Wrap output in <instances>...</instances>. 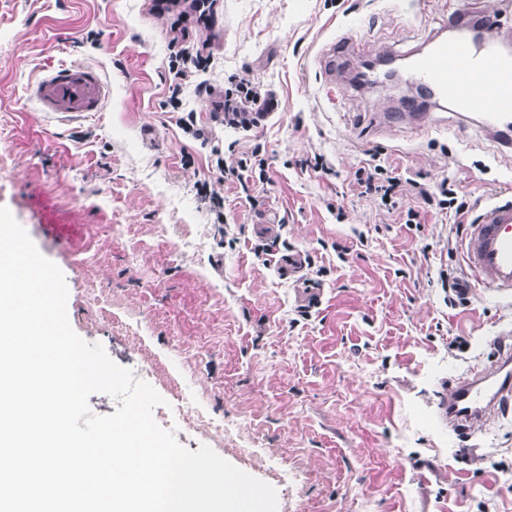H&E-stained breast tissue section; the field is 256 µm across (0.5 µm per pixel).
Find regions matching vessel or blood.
<instances>
[{"label":"vessel or blood","instance_id":"obj_1","mask_svg":"<svg viewBox=\"0 0 512 512\" xmlns=\"http://www.w3.org/2000/svg\"><path fill=\"white\" fill-rule=\"evenodd\" d=\"M477 22L495 29L500 20L479 7L449 13L454 37L433 33L426 51L408 56L409 78L432 89L458 115L477 112L483 129L501 148L512 151V56L501 53L496 42L473 40L469 31ZM109 93L102 73L83 65L59 68L28 89L42 111L69 117L102 111ZM421 108V99H409L384 119L392 126L413 121ZM463 245L464 260L477 284L512 298V197L501 194L484 204ZM441 409L450 427L468 433L479 431L489 414L512 410V352L501 353L493 364L474 368L451 384Z\"/></svg>","mask_w":512,"mask_h":512}]
</instances>
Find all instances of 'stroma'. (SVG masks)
I'll list each match as a JSON object with an SVG mask.
<instances>
[{
	"instance_id": "35a3bbf8",
	"label": "stroma",
	"mask_w": 512,
	"mask_h": 512,
	"mask_svg": "<svg viewBox=\"0 0 512 512\" xmlns=\"http://www.w3.org/2000/svg\"><path fill=\"white\" fill-rule=\"evenodd\" d=\"M473 1L215 0L186 40L211 57L173 103L179 31L153 0H0V206L62 271L73 330L163 398L156 423L271 485L277 512H512V416L467 434L441 415L455 379L512 347V302L475 287L448 305L440 271L474 280L448 212L408 192L390 211L355 182L373 162L446 180L473 214L512 189V152L476 122L440 103L385 125L404 87L351 80L357 48L406 57ZM75 64L111 96L47 117L28 86ZM241 78L278 101L248 130L214 107ZM255 156L267 179L246 190L216 166ZM291 252L298 280L276 271Z\"/></svg>"
}]
</instances>
